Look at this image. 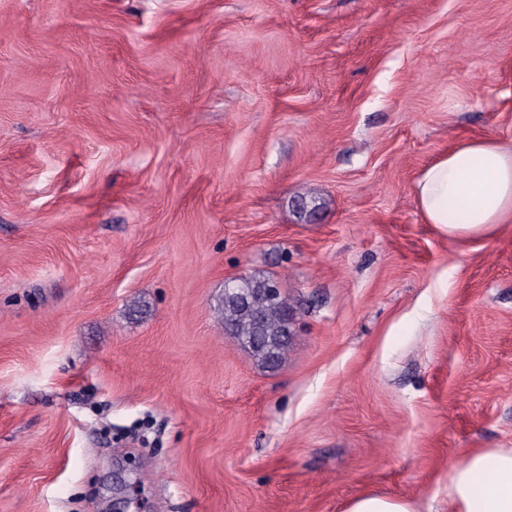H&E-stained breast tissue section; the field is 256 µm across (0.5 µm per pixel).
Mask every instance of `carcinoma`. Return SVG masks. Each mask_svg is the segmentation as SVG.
I'll return each mask as SVG.
<instances>
[{
	"instance_id": "1",
	"label": "carcinoma",
	"mask_w": 512,
	"mask_h": 512,
	"mask_svg": "<svg viewBox=\"0 0 512 512\" xmlns=\"http://www.w3.org/2000/svg\"><path fill=\"white\" fill-rule=\"evenodd\" d=\"M274 279L249 275L224 288L217 308L225 331L236 336L262 369L273 371L283 362L288 343L289 313L293 308L283 297L270 299L263 289Z\"/></svg>"
}]
</instances>
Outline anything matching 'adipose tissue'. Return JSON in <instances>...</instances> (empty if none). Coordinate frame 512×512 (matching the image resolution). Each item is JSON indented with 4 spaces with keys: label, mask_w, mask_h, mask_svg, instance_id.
Segmentation results:
<instances>
[{
    "label": "adipose tissue",
    "mask_w": 512,
    "mask_h": 512,
    "mask_svg": "<svg viewBox=\"0 0 512 512\" xmlns=\"http://www.w3.org/2000/svg\"><path fill=\"white\" fill-rule=\"evenodd\" d=\"M412 192L424 222L451 237L510 224L512 146L492 137L459 141L419 172ZM447 483L457 512H512V448L469 455L449 468Z\"/></svg>",
    "instance_id": "1"
}]
</instances>
